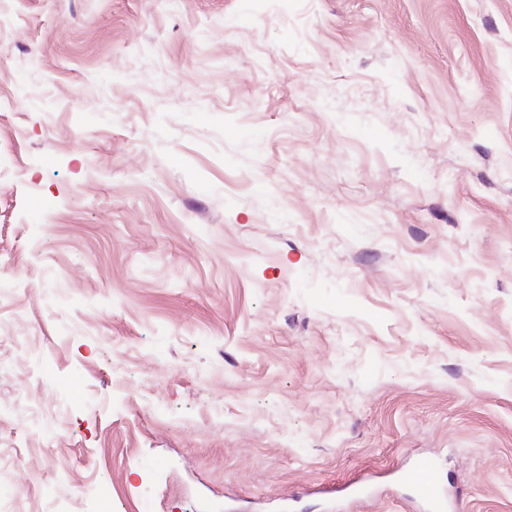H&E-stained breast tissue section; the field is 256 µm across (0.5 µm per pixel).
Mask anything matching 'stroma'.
<instances>
[{
  "label": "stroma",
  "instance_id": "1",
  "mask_svg": "<svg viewBox=\"0 0 512 512\" xmlns=\"http://www.w3.org/2000/svg\"><path fill=\"white\" fill-rule=\"evenodd\" d=\"M512 512V0H0V512ZM401 481L413 487L426 511L441 509L447 503L443 482L429 461H421L400 473Z\"/></svg>",
  "mask_w": 512,
  "mask_h": 512
}]
</instances>
